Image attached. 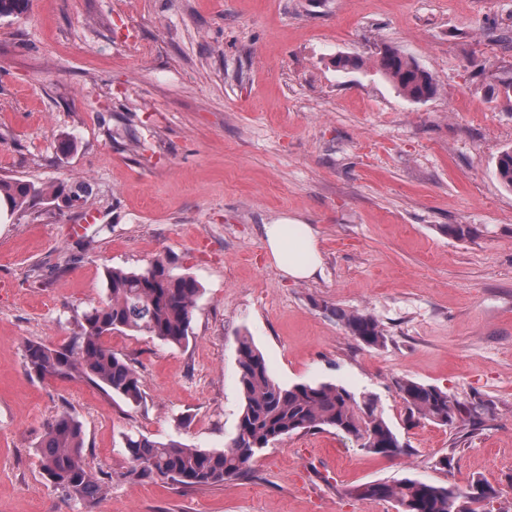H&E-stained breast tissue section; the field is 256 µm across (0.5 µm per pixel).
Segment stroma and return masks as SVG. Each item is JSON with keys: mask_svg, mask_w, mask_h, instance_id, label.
<instances>
[{"mask_svg": "<svg viewBox=\"0 0 512 512\" xmlns=\"http://www.w3.org/2000/svg\"><path fill=\"white\" fill-rule=\"evenodd\" d=\"M387 48L436 95L400 94L373 66ZM508 76L512 0H30L0 18V179L85 190L71 208L0 212V512H84L37 456L64 411L107 477L95 512H394L353 489L405 477L479 479L512 506V190L495 173L512 102L489 94ZM282 218L313 227L317 277L273 264L263 227ZM158 256L201 291L186 345L108 337L142 377L140 404L26 375V342L67 343L107 269ZM336 306L373 314L385 346L348 336ZM243 336L280 384L375 394L408 453L330 429L286 437L221 486L129 476L126 435L231 441ZM404 379L492 410L471 434L408 421Z\"/></svg>", "mask_w": 512, "mask_h": 512, "instance_id": "35a3bbf8", "label": "stroma"}]
</instances>
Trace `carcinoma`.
<instances>
[{
    "label": "carcinoma",
    "instance_id": "obj_1",
    "mask_svg": "<svg viewBox=\"0 0 512 512\" xmlns=\"http://www.w3.org/2000/svg\"><path fill=\"white\" fill-rule=\"evenodd\" d=\"M28 0H0V17L19 15ZM378 70L407 98L422 101L437 90L436 80L403 53L387 49L375 61ZM501 184L512 189V149L496 162ZM48 195L71 207L79 201L64 181L47 187L22 179H0V203L20 211ZM107 295L84 314L80 333L68 343L48 347L31 342L25 348V371L30 377L84 380L110 390L124 400L141 402L142 379L136 368L119 357L104 338L117 332L143 334L175 345L188 343L199 283L190 275L176 274L164 258L143 269L106 270ZM345 332L368 347L387 342L384 328L372 314L342 307L329 309ZM239 385L245 405L236 436L220 450H204L178 441L129 435L125 447L138 480L159 478L185 487L222 485L245 474L263 449L275 442L312 429L332 428L359 447L383 457L405 453V445L379 409L372 394L358 395L331 382L284 386L270 375L261 352L248 336L238 341ZM408 419L443 426H476L485 405H467L448 392L410 379L397 382ZM83 427L63 412L48 425L38 446L41 469L51 486L84 508L102 496L106 481L88 467ZM364 498L399 503V512H505L493 508L495 490L477 480L466 488L438 485L406 477L393 482H370L357 488Z\"/></svg>",
    "mask_w": 512,
    "mask_h": 512
}]
</instances>
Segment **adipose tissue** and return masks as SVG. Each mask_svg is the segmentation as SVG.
Segmentation results:
<instances>
[{"label": "adipose tissue", "instance_id": "ef3b65f1", "mask_svg": "<svg viewBox=\"0 0 512 512\" xmlns=\"http://www.w3.org/2000/svg\"><path fill=\"white\" fill-rule=\"evenodd\" d=\"M268 251L284 275L305 280L313 277L321 264V256L311 225L281 219L265 225Z\"/></svg>", "mask_w": 512, "mask_h": 512}]
</instances>
